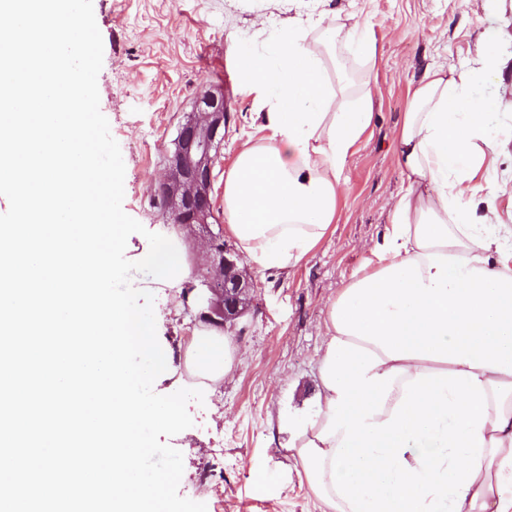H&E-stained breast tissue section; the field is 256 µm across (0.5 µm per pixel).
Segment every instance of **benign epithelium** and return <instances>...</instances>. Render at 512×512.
<instances>
[{"mask_svg": "<svg viewBox=\"0 0 512 512\" xmlns=\"http://www.w3.org/2000/svg\"><path fill=\"white\" fill-rule=\"evenodd\" d=\"M225 112L224 91L200 92L164 158L165 172L155 194L165 199L168 212L187 228L207 224L212 216L210 192L224 142ZM222 238L221 233L210 234L205 280L184 288L181 300L186 311H197L201 318L223 327L243 315L249 283Z\"/></svg>", "mask_w": 512, "mask_h": 512, "instance_id": "benign-epithelium-1", "label": "benign epithelium"}]
</instances>
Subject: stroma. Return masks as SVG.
<instances>
[{
    "label": "stroma",
    "instance_id": "1",
    "mask_svg": "<svg viewBox=\"0 0 512 512\" xmlns=\"http://www.w3.org/2000/svg\"><path fill=\"white\" fill-rule=\"evenodd\" d=\"M93 10L103 39L100 110L125 164L123 209L146 232L168 227L153 205L152 185L206 89H227L230 101L211 191L214 217L223 221L225 170L243 142L267 134L255 96L237 74L242 52L269 48L259 26L278 29L291 11L323 13L334 27L363 23L375 43L371 58L342 40L328 50L333 87L351 107L371 97L374 112L346 160L335 224L293 268L259 271L241 261L252 283L242 331L233 337L242 358L214 392L189 402L193 426L168 439L183 455L179 494L207 512H322L296 472L281 420L314 405L327 303L387 231L389 204L405 185L394 138L426 69L474 71L471 92L489 102L486 123L503 149L495 206L500 222H512V0H497L490 21L475 0H93ZM487 55L502 66L503 82L480 75ZM145 234L129 237L127 257L147 247ZM132 282L153 294L157 337L174 366L157 377L154 391L190 387L184 350L199 319L185 311L176 289L142 273Z\"/></svg>",
    "mask_w": 512,
    "mask_h": 512
}]
</instances>
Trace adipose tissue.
Instances as JSON below:
<instances>
[{
    "mask_svg": "<svg viewBox=\"0 0 512 512\" xmlns=\"http://www.w3.org/2000/svg\"><path fill=\"white\" fill-rule=\"evenodd\" d=\"M316 31L375 53L359 25L296 16L272 54L245 56L268 134L225 171L224 217L260 271L298 265L335 223L343 167L371 124V101H339ZM471 80L432 68L414 85L395 144L406 186L365 269L328 304L314 408L288 421L298 476L325 512H512V225L495 185L472 182L501 148ZM139 261L170 288L191 278L177 233ZM237 358L201 326L187 375L214 389Z\"/></svg>",
    "mask_w": 512,
    "mask_h": 512,
    "instance_id": "obj_1",
    "label": "adipose tissue"
}]
</instances>
